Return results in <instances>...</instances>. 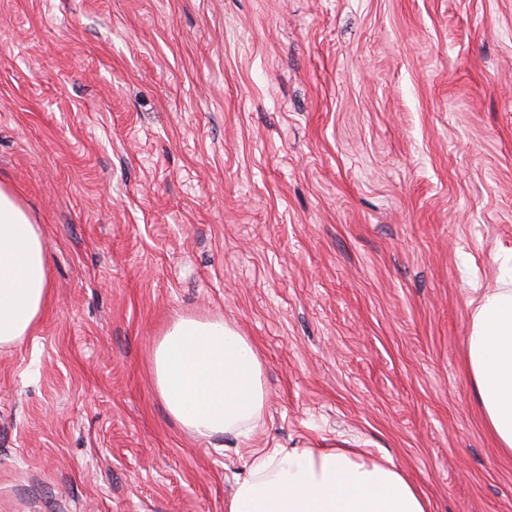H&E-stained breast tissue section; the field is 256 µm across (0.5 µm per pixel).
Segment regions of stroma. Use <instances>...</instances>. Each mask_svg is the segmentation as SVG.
I'll return each instance as SVG.
<instances>
[{
  "label": "stroma",
  "mask_w": 512,
  "mask_h": 512,
  "mask_svg": "<svg viewBox=\"0 0 512 512\" xmlns=\"http://www.w3.org/2000/svg\"><path fill=\"white\" fill-rule=\"evenodd\" d=\"M0 181L52 279L0 349V512H224L321 438L512 512L466 363L512 253V0H0ZM178 313L254 345L250 441L154 393Z\"/></svg>",
  "instance_id": "1"
}]
</instances>
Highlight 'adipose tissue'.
I'll use <instances>...</instances> for the list:
<instances>
[{"label": "adipose tissue", "instance_id": "obj_1", "mask_svg": "<svg viewBox=\"0 0 512 512\" xmlns=\"http://www.w3.org/2000/svg\"><path fill=\"white\" fill-rule=\"evenodd\" d=\"M51 276L40 225L0 184V349L41 320ZM467 363L476 400L501 451L512 453V260L474 300ZM155 392L177 427L199 438L249 439L266 392L258 354L220 316L179 314L150 356ZM224 512H430L391 460L319 444L256 450Z\"/></svg>", "mask_w": 512, "mask_h": 512}]
</instances>
